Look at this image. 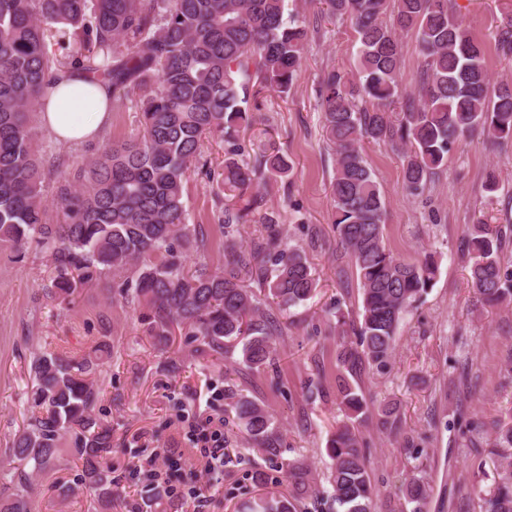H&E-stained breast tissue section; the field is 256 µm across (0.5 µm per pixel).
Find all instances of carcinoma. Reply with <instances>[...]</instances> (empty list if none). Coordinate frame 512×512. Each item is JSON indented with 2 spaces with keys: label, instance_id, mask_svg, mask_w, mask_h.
Masks as SVG:
<instances>
[{
  "label": "carcinoma",
  "instance_id": "cac0c4a2",
  "mask_svg": "<svg viewBox=\"0 0 512 512\" xmlns=\"http://www.w3.org/2000/svg\"><path fill=\"white\" fill-rule=\"evenodd\" d=\"M331 18H347L357 34V79L336 70L317 90L324 130L336 154L331 180L338 243L355 269L358 323L336 341V400L344 419L329 439L330 495L337 512H371L368 442L359 426L370 405L358 392L365 372L384 373L396 351L403 315L434 284L438 263L396 257L385 242V200L365 160L364 143L399 149L406 191L424 192L431 175L469 130L512 139V82L491 80L483 44L458 21L450 0H318ZM287 0H0V253L21 255L36 244L53 277L48 295L64 303L101 277L123 300L144 307L143 334L169 342L185 332L191 354L204 363L240 352V363L275 365L280 317L313 298L319 286L306 252L283 240L280 215L265 208L260 188L290 183L292 161L275 150L247 157L241 135L254 123L243 78L249 68L265 87L288 93L308 42L306 27L286 12ZM391 19H386V15ZM413 33L424 59L416 97L401 95L399 37ZM63 50L49 51V43ZM77 69L107 89H139L141 130L106 145L74 166L57 188L61 221L52 222L43 184L59 165L44 158L35 117L45 111L56 74ZM372 106H365V102ZM224 140V171L216 196L224 200V268H186L204 255L208 235L189 223L184 201L188 171L201 162L204 141ZM261 225L246 250L239 225ZM507 229L468 228L472 288L491 305L512 304V268L502 262ZM111 356L97 344L80 356L43 347L31 357L30 411L10 456L19 489L0 499V512H34L28 487L52 469L64 436L82 470L54 491L87 492L108 506L118 482L112 427L96 414L94 375ZM231 409L253 447L274 459L284 435L270 412L246 397ZM395 404L377 409L382 434L398 429ZM496 448H512V412L499 423ZM488 491L473 488L478 512H512V456ZM292 492L263 491L247 512H310L315 493L301 463L288 464ZM428 487L411 479L404 490L421 512Z\"/></svg>",
  "mask_w": 512,
  "mask_h": 512
}]
</instances>
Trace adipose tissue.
Returning a JSON list of instances; mask_svg holds the SVG:
<instances>
[{
    "instance_id": "1",
    "label": "adipose tissue",
    "mask_w": 512,
    "mask_h": 512,
    "mask_svg": "<svg viewBox=\"0 0 512 512\" xmlns=\"http://www.w3.org/2000/svg\"><path fill=\"white\" fill-rule=\"evenodd\" d=\"M111 109V92L87 84L80 75L62 72L41 120L58 142L71 144L93 139Z\"/></svg>"
}]
</instances>
